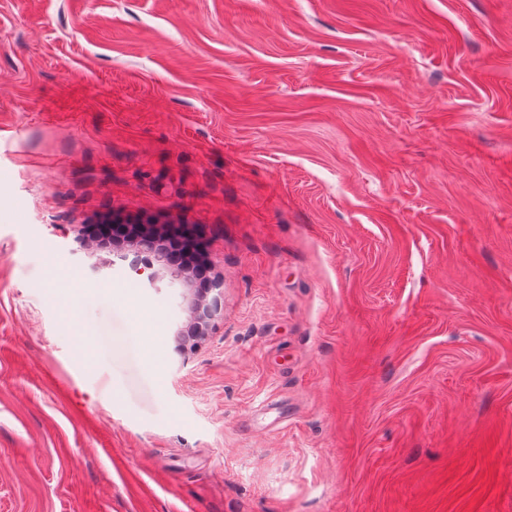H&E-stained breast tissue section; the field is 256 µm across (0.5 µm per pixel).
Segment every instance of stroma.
<instances>
[{
    "mask_svg": "<svg viewBox=\"0 0 512 512\" xmlns=\"http://www.w3.org/2000/svg\"><path fill=\"white\" fill-rule=\"evenodd\" d=\"M0 512H512V0H0ZM139 246L143 250L151 253L153 256V260H151L148 264L143 266V268H136L135 271L138 274H145L147 271L151 270L155 264H157L159 266L169 268L170 274L172 275V277H174L175 280L184 282V271L180 268H174L171 265L172 261L170 260L166 250L160 247L155 240L151 238H144L139 242ZM169 247L172 256L178 257L180 266L191 268L200 278H203L207 265L203 259L205 247L201 243L177 238L170 241Z\"/></svg>",
    "mask_w": 512,
    "mask_h": 512,
    "instance_id": "1",
    "label": "stroma"
}]
</instances>
